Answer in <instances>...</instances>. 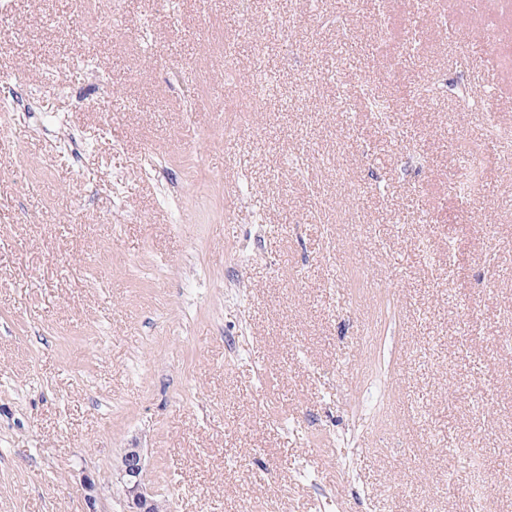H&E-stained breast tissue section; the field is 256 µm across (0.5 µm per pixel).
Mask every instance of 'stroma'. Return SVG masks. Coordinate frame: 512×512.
<instances>
[{"instance_id": "1", "label": "stroma", "mask_w": 512, "mask_h": 512, "mask_svg": "<svg viewBox=\"0 0 512 512\" xmlns=\"http://www.w3.org/2000/svg\"><path fill=\"white\" fill-rule=\"evenodd\" d=\"M99 12L0 8V107L37 98L0 110V512H85L88 478L126 512L128 448L167 512H464L475 452L512 512V159L416 95L483 74L512 125L497 0Z\"/></svg>"}]
</instances>
